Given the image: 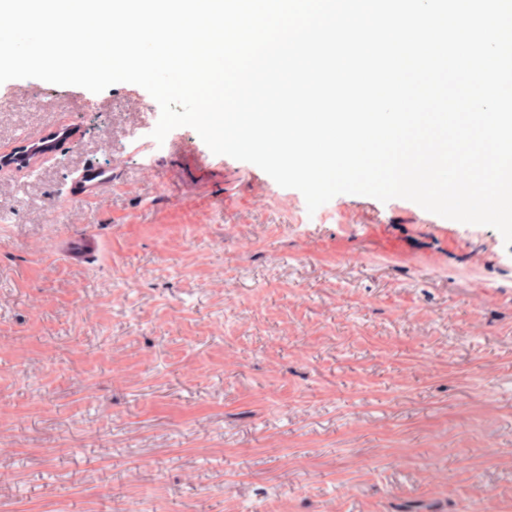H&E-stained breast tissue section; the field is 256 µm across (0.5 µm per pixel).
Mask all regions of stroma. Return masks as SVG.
I'll use <instances>...</instances> for the list:
<instances>
[{"label":"stroma","instance_id":"stroma-1","mask_svg":"<svg viewBox=\"0 0 512 512\" xmlns=\"http://www.w3.org/2000/svg\"><path fill=\"white\" fill-rule=\"evenodd\" d=\"M152 102L0 84V153L75 130L0 170V512H512V246L400 198L308 213L189 127L154 152ZM111 182L112 174L98 168H88L74 180L72 193L80 200L89 199Z\"/></svg>","mask_w":512,"mask_h":512}]
</instances>
